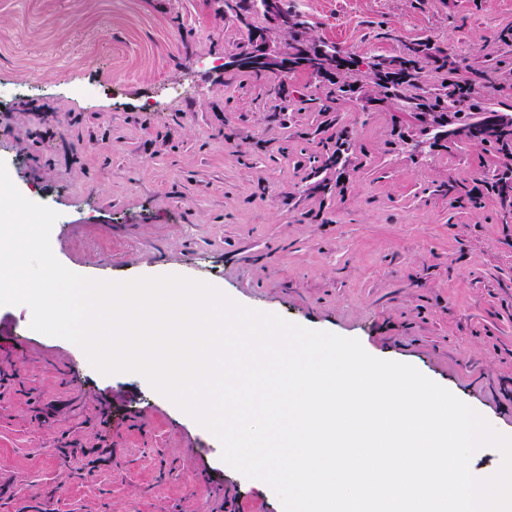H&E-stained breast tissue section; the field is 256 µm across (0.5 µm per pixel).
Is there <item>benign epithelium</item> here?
Returning a JSON list of instances; mask_svg holds the SVG:
<instances>
[{"instance_id": "benign-epithelium-1", "label": "benign epithelium", "mask_w": 512, "mask_h": 512, "mask_svg": "<svg viewBox=\"0 0 512 512\" xmlns=\"http://www.w3.org/2000/svg\"><path fill=\"white\" fill-rule=\"evenodd\" d=\"M265 10L282 31L287 32L293 27V19L281 13L279 0H266ZM296 57H304L316 65L325 58L336 57V49L326 47L316 49L308 44L299 43L294 44L292 48L286 45L273 47L265 39L257 37L247 49L225 57L224 68L255 66L268 72H282L290 66L291 60Z\"/></svg>"}]
</instances>
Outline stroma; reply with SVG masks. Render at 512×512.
<instances>
[{
	"label": "stroma",
	"instance_id": "obj_1",
	"mask_svg": "<svg viewBox=\"0 0 512 512\" xmlns=\"http://www.w3.org/2000/svg\"><path fill=\"white\" fill-rule=\"evenodd\" d=\"M360 59L431 42L473 102L512 117V0H284ZM261 13L220 0H0V155L59 212L69 270L182 275L411 364L512 436V199L502 153L384 98L364 73L246 76ZM351 89L329 98L333 83ZM98 88L71 96L72 84ZM0 305V512H283L133 372Z\"/></svg>",
	"mask_w": 512,
	"mask_h": 512
}]
</instances>
